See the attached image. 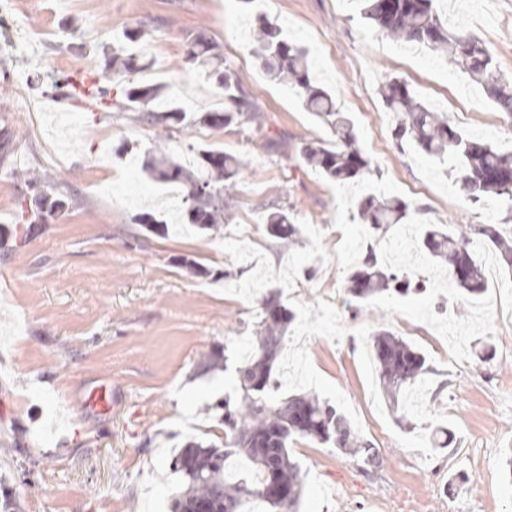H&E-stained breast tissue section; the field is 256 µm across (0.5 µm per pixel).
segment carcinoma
Masks as SVG:
<instances>
[{
    "label": "carcinoma",
    "mask_w": 512,
    "mask_h": 512,
    "mask_svg": "<svg viewBox=\"0 0 512 512\" xmlns=\"http://www.w3.org/2000/svg\"><path fill=\"white\" fill-rule=\"evenodd\" d=\"M364 18L378 30L407 43L448 55V64L458 67L470 79L484 86L493 101L512 114V79L504 76L492 54L472 36L446 29L437 11V0H361ZM258 33L255 55L267 75L297 88L308 111L316 114L332 131L331 142L311 141L301 150L304 163L328 181H363L371 162L356 146L351 121L343 115L334 96L310 76L305 49L285 38L279 26L267 17L256 18ZM143 29L132 28L110 50H103L104 63L79 80L62 77L54 87L67 88V96L85 99L81 90L92 83L89 101L97 106L112 104L113 86L119 85L126 107L140 113V121L151 126L201 125L219 134L231 124H261L258 113L243 93L234 70L224 61L220 46L197 38L186 50L189 67L212 80L224 92V111L206 112L189 118L179 109H153L149 104L162 96L158 85H142L133 76L144 71L143 55L131 48L140 41ZM384 104L395 118L392 137L397 144L412 143L426 156L442 162L459 160L457 179L475 202L485 197L500 198L512 210V152L503 153L477 142L452 127L448 116L434 112L412 95L408 86L393 78L381 91ZM140 169L156 182H174L184 191L185 208L181 223L199 231L216 232L224 221V192L243 169L244 160L221 149L200 150L201 165H183L166 145L138 152ZM24 181L30 193L24 195L27 221L46 224L65 211L72 196L27 172ZM356 211L362 223L375 231L387 232L391 224H406L410 204L395 196L367 194L357 198ZM270 237L284 244L295 241L299 229L288 211L276 208L264 215ZM474 233L487 238L506 265L512 266V244L492 225ZM470 236L435 224L420 229L417 246L426 255L448 263V271L463 293L479 296L487 289L483 264L469 247ZM349 302L364 303L372 298L409 296L421 292L419 285L383 258L376 241H367L361 262L347 279ZM296 314L283 306L271 291L262 304L256 323L254 345L235 368V394L216 405L222 410L224 441H187L175 456L173 468L183 477L184 491L173 503L172 512H193L197 504H209L211 512H242L245 498L255 493L275 512H296L304 493L300 464L290 447L301 439H314L347 454L360 455L365 463H376L371 446L352 433L338 408L312 393L291 395L274 403L268 392L272 376L288 341L287 332ZM372 353L379 387L384 396L398 404L404 390L430 372L425 356L403 338L378 329L372 332ZM245 458L259 477L257 482L229 478L228 457ZM276 485L288 495V506L266 492Z\"/></svg>",
    "instance_id": "carcinoma-1"
}]
</instances>
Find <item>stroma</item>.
<instances>
[{"label": "stroma", "instance_id": "35a3bbf8", "mask_svg": "<svg viewBox=\"0 0 512 512\" xmlns=\"http://www.w3.org/2000/svg\"><path fill=\"white\" fill-rule=\"evenodd\" d=\"M0 20V129L12 153L0 163V485L21 512H171L182 479L172 469L188 439L222 441L214 404L233 393L232 366L251 344L261 312L241 286L265 280L296 319L275 374L274 398L314 392L344 413L374 448L377 465L304 439L292 445L305 491L298 512H417L418 494L435 512H512V482L502 455L512 448V271L483 238L471 247L497 283L480 297L459 296L446 271L413 239L393 255L429 283L408 297H380L351 311L346 280L366 234L353 208L356 187L332 183L300 158L308 141L330 131L296 91L271 81L253 53L254 16L265 14L303 46L313 75L350 118L372 161L377 192L417 207L416 223L452 230L491 224L512 239L502 203H472L447 165L412 146L396 147L392 115L380 90L405 81L433 110L473 139L512 151V118L446 59L375 31L358 0H13ZM438 0L449 30H462L492 52L512 76V0ZM146 22L141 47L151 59L140 82L165 88L184 111L223 109L224 94L185 62L196 36L217 42L261 127L233 124L219 138L195 125L150 126L123 101L81 106L51 83L76 67L94 69L101 47ZM288 139L287 158L261 146V133ZM128 140L162 141L182 161L219 142L246 165L236 180L218 235L169 223L152 234L133 215L180 205L171 187L139 170L133 154L113 156ZM67 187L74 203L46 224L21 218L20 170ZM288 210L301 229L283 249L262 222L265 204ZM229 272L230 280L189 274L182 259ZM315 265L313 278L304 270ZM379 328L402 337L433 372L404 399L407 423L385 403L368 349ZM490 338L496 356L480 361L471 341ZM227 369H210L213 355ZM112 391V410L83 405L96 385ZM495 401L492 420L483 406ZM447 429L451 443L428 435Z\"/></svg>", "mask_w": 512, "mask_h": 512}]
</instances>
